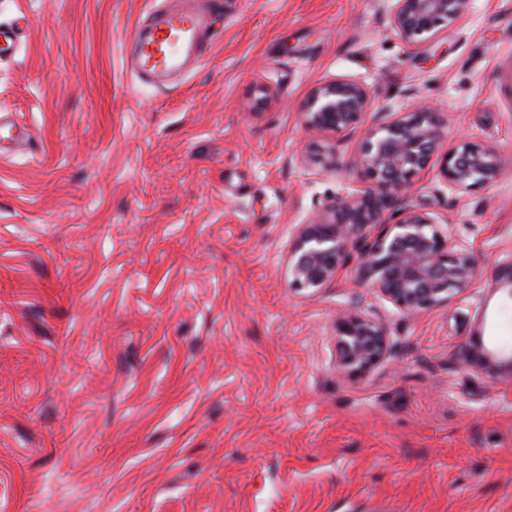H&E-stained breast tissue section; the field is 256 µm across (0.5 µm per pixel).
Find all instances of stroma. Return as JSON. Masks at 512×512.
<instances>
[{
  "label": "stroma",
  "mask_w": 512,
  "mask_h": 512,
  "mask_svg": "<svg viewBox=\"0 0 512 512\" xmlns=\"http://www.w3.org/2000/svg\"><path fill=\"white\" fill-rule=\"evenodd\" d=\"M161 0H0L28 24L0 57V114L32 150L0 157V512H512V378L463 368L512 344V0H472L428 61L394 0H224L174 87L124 63ZM364 80L359 131H306L317 83ZM272 94L254 106L255 90ZM426 100L493 147L492 186L422 173L411 208L447 222L484 280L407 315L396 364L336 369V314L380 306L352 270L288 286L298 224L341 192L363 129ZM338 170H330L329 161Z\"/></svg>",
  "instance_id": "stroma-1"
}]
</instances>
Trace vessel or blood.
I'll use <instances>...</instances> for the list:
<instances>
[{"instance_id":"obj_1","label":"vessel or blood","mask_w":512,"mask_h":512,"mask_svg":"<svg viewBox=\"0 0 512 512\" xmlns=\"http://www.w3.org/2000/svg\"><path fill=\"white\" fill-rule=\"evenodd\" d=\"M223 17V0H167L134 28L127 62L141 81L171 87L206 55L210 34ZM31 142L27 127L0 120V150L22 151Z\"/></svg>"}]
</instances>
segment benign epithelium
Wrapping results in <instances>:
<instances>
[{
    "instance_id": "obj_1",
    "label": "benign epithelium",
    "mask_w": 512,
    "mask_h": 512,
    "mask_svg": "<svg viewBox=\"0 0 512 512\" xmlns=\"http://www.w3.org/2000/svg\"><path fill=\"white\" fill-rule=\"evenodd\" d=\"M471 0H395L393 34L406 44L431 47L464 20ZM375 103L371 88L351 76L316 84L301 112L305 129L347 134ZM446 119L429 105L370 128L347 165L355 179L300 224L288 249V286L318 291L336 282L356 254L355 282L397 310L413 315L446 304L483 276L477 252L424 212L406 205L414 179L430 167L455 192L492 185L499 173L494 149L466 137L442 150ZM384 312L348 309L336 317V368L366 376L397 357ZM462 365L494 378L512 374V348L487 349L479 337L459 354Z\"/></svg>"
}]
</instances>
